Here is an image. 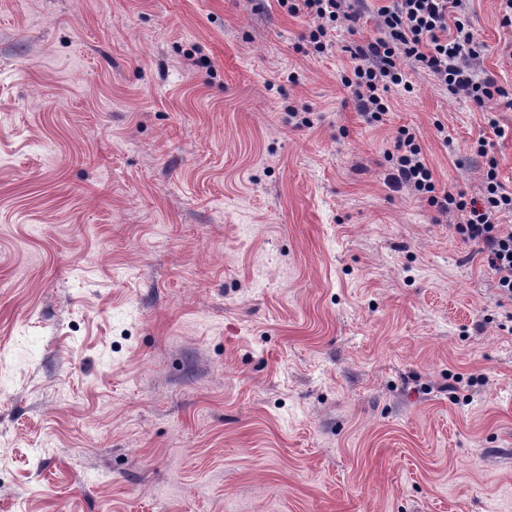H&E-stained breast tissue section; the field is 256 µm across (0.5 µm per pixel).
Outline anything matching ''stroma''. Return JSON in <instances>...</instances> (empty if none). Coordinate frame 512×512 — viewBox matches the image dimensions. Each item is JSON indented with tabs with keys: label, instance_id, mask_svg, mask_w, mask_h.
I'll return each instance as SVG.
<instances>
[{
	"label": "stroma",
	"instance_id": "stroma-1",
	"mask_svg": "<svg viewBox=\"0 0 512 512\" xmlns=\"http://www.w3.org/2000/svg\"><path fill=\"white\" fill-rule=\"evenodd\" d=\"M468 15L512 94L500 0ZM306 34L0 0V512H512V301L384 158L406 128L439 189L512 190V110L411 69L373 127L352 35Z\"/></svg>",
	"mask_w": 512,
	"mask_h": 512
}]
</instances>
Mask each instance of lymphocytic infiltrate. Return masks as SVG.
<instances>
[{"mask_svg": "<svg viewBox=\"0 0 512 512\" xmlns=\"http://www.w3.org/2000/svg\"><path fill=\"white\" fill-rule=\"evenodd\" d=\"M367 2L278 0L289 15L309 19L307 41L318 55L331 46L338 25L355 30ZM349 53L351 70L342 74L341 82L368 122L384 124L389 91L412 92L405 74L409 66L433 73L448 93L477 107L500 98L512 109V96L478 65L481 45L470 24L467 0H392L377 11L376 35L351 46ZM385 159L393 186L426 199L440 213L460 215L456 232L478 244L501 297L512 301V225L499 222L502 214L512 213V191L499 182L495 161L487 163L481 196L469 198L462 192L438 190L409 130H399Z\"/></svg>", "mask_w": 512, "mask_h": 512, "instance_id": "f902f5d3", "label": "lymphocytic infiltrate"}]
</instances>
